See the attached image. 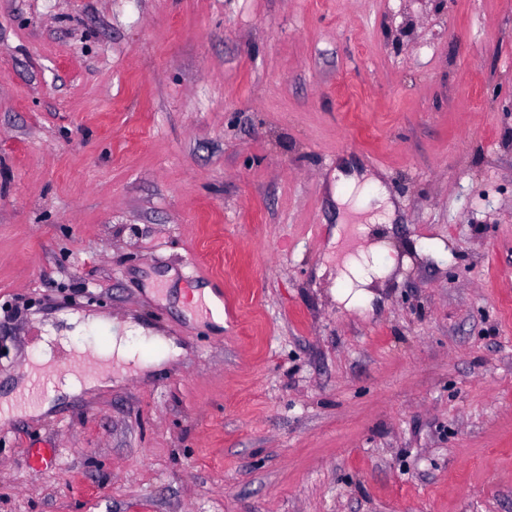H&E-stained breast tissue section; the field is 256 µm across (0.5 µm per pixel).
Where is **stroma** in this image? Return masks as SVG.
I'll return each instance as SVG.
<instances>
[{
  "label": "stroma",
  "mask_w": 512,
  "mask_h": 512,
  "mask_svg": "<svg viewBox=\"0 0 512 512\" xmlns=\"http://www.w3.org/2000/svg\"><path fill=\"white\" fill-rule=\"evenodd\" d=\"M72 315L183 353L0 421V512H512V0H0V398ZM335 190L333 199L336 201L337 214L342 213L341 207L344 204L353 207L369 206L371 210L377 211L370 219L372 223L387 222L393 217L394 205L388 194L381 187L379 180L366 174L359 175L356 172L336 170ZM360 186H363L360 188ZM369 188L371 191L366 192ZM379 250L380 247L374 245L369 247L367 252L360 251L358 258L351 256L346 261L344 271H341L336 279V299L345 303L346 307L372 298L371 292L366 288L375 280L384 279L388 275L390 265L386 263L378 266L375 262V255Z\"/></svg>",
  "instance_id": "obj_1"
}]
</instances>
